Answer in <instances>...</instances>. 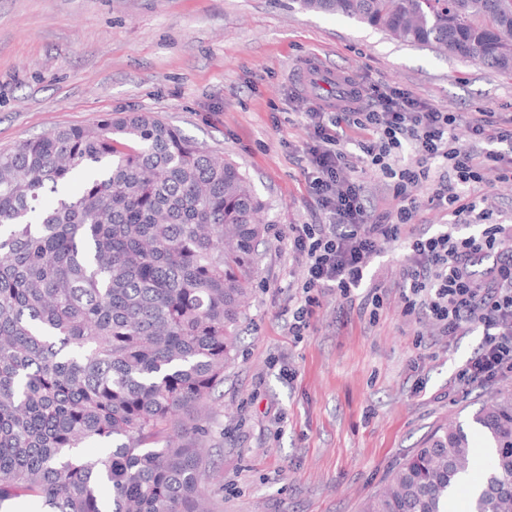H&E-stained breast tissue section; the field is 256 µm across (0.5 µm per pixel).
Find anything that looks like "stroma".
Wrapping results in <instances>:
<instances>
[{
    "instance_id": "stroma-1",
    "label": "stroma",
    "mask_w": 512,
    "mask_h": 512,
    "mask_svg": "<svg viewBox=\"0 0 512 512\" xmlns=\"http://www.w3.org/2000/svg\"><path fill=\"white\" fill-rule=\"evenodd\" d=\"M309 59L348 71L365 99L374 85L400 86L453 112L512 114V77L297 0H0V149L109 112H149L229 155L268 206L237 359L211 403L203 486L215 512H362L396 465L460 424L480 482L492 456L471 417L512 392L511 376L455 384L482 332L452 344L403 315L391 291L398 242L369 269L388 290L377 318L342 313L328 293L314 330L289 335L287 288L303 269L287 227L328 221L297 155L308 92L293 75Z\"/></svg>"
}]
</instances>
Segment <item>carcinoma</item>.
I'll return each instance as SVG.
<instances>
[{
  "mask_svg": "<svg viewBox=\"0 0 512 512\" xmlns=\"http://www.w3.org/2000/svg\"><path fill=\"white\" fill-rule=\"evenodd\" d=\"M298 2L512 74V0ZM263 209L235 161L149 112L0 150V505L210 512L206 403L235 359ZM474 423L494 462L471 512H512V393ZM471 470L464 429L438 430L363 512H448Z\"/></svg>",
  "mask_w": 512,
  "mask_h": 512,
  "instance_id": "obj_1",
  "label": "carcinoma"
}]
</instances>
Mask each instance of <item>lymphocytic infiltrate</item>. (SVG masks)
Wrapping results in <instances>:
<instances>
[{
	"label": "lymphocytic infiltrate",
	"instance_id": "1",
	"mask_svg": "<svg viewBox=\"0 0 512 512\" xmlns=\"http://www.w3.org/2000/svg\"><path fill=\"white\" fill-rule=\"evenodd\" d=\"M304 118L311 131L303 151L308 191L330 220L288 227V251L304 268L303 301L292 312L289 333L302 336L311 329L326 291L346 304L357 299L380 308L384 289L367 281L366 271L383 245L399 241L406 250L396 284L404 314L451 339L482 331L458 385L512 375V224L492 223L481 197L462 192L484 183L490 171L512 181V119L451 112L401 87L374 88L371 102L354 97L335 112L311 101ZM461 125L480 152L460 145L455 130ZM352 140L359 148L355 155L346 151ZM406 148L415 163H400ZM358 162L384 178L394 210L372 206L364 181L350 175ZM425 183L431 186L430 203L449 216V229L431 234L414 228L415 192ZM459 224L476 230L458 233Z\"/></svg>",
	"mask_w": 512,
	"mask_h": 512
}]
</instances>
